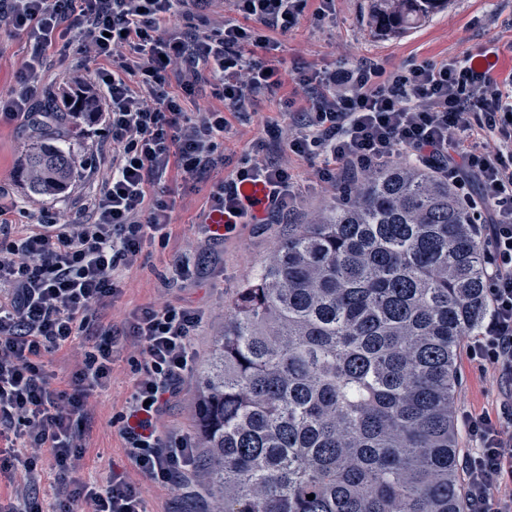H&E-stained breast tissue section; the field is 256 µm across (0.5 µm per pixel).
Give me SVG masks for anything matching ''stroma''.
Wrapping results in <instances>:
<instances>
[{
  "instance_id": "1",
  "label": "stroma",
  "mask_w": 512,
  "mask_h": 512,
  "mask_svg": "<svg viewBox=\"0 0 512 512\" xmlns=\"http://www.w3.org/2000/svg\"><path fill=\"white\" fill-rule=\"evenodd\" d=\"M369 9L370 0H336L335 14L323 21H314L312 14H304L282 39L280 57L284 69L291 71L302 63L331 68L370 58L391 72L424 60L441 62L477 56L495 61L499 76L512 73V0H449L445 9L401 35L372 30L368 24ZM82 72L75 49L50 53L46 76L35 99L37 109L52 103L58 78ZM29 131L27 123L19 118L0 122V211L6 212L11 220L23 210L35 216L44 209H72L96 188L85 172L76 179L67 200L27 198L19 171L23 163L21 146ZM170 188L176 198L172 239L177 242L192 234L206 204L210 184L174 182ZM287 232L284 224L249 226L236 239L225 242L223 266L199 286L163 284L161 276L171 267L175 253L169 248H148L141 269L128 279L125 294L114 312L119 315L154 301L200 305L208 315V323L196 343L201 350H208L212 336L224 327V314L241 281L271 256L275 244ZM458 374L456 411H497L505 398L497 376L482 375L477 364L464 353L458 359ZM132 386L130 367L121 364L111 385L99 393L98 415L86 427L87 448L79 470L97 482H105L112 468L130 464L111 417Z\"/></svg>"
}]
</instances>
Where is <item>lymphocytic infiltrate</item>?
<instances>
[{
  "label": "lymphocytic infiltrate",
  "instance_id": "1",
  "mask_svg": "<svg viewBox=\"0 0 512 512\" xmlns=\"http://www.w3.org/2000/svg\"><path fill=\"white\" fill-rule=\"evenodd\" d=\"M308 0H0V35L27 34L35 49L17 83L0 97V119L34 116L46 54L72 43L90 65L60 78L54 101L72 102L75 127L106 133L107 166L79 210L41 212L34 224L0 225V472L9 473L7 512H44L35 493L55 473L51 512H146L143 484L190 489L200 456L188 435L163 419L201 357L194 339L204 311L168 301L136 307L121 320L106 311L146 246L168 247L174 203L167 184L192 183L226 168L224 136L251 119L256 95L284 85L279 52ZM210 83L205 106L193 100ZM288 116L227 175L212 182L208 220L181 248L171 273L206 278L199 255L251 224H284L300 187L289 157L318 160L315 184L350 191L392 163L429 169L474 209L489 246L490 314L467 352L512 381V76L486 60L424 61L385 75L372 61L338 68L300 65ZM126 356L134 390L112 415L131 470L106 484L75 478L83 427L96 395ZM69 370L67 389L51 369ZM474 442L463 457L466 512H512V396L497 416L463 412Z\"/></svg>",
  "mask_w": 512,
  "mask_h": 512
}]
</instances>
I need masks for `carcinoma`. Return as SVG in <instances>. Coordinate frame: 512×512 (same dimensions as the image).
Segmentation results:
<instances>
[{
  "mask_svg": "<svg viewBox=\"0 0 512 512\" xmlns=\"http://www.w3.org/2000/svg\"><path fill=\"white\" fill-rule=\"evenodd\" d=\"M447 4L372 0L370 24L399 35ZM76 175L55 130L32 127L28 196ZM485 263L473 211L419 167L291 225L198 373L192 436L220 512H462L457 359L489 313Z\"/></svg>",
  "mask_w": 512,
  "mask_h": 512,
  "instance_id": "1",
  "label": "carcinoma"
}]
</instances>
